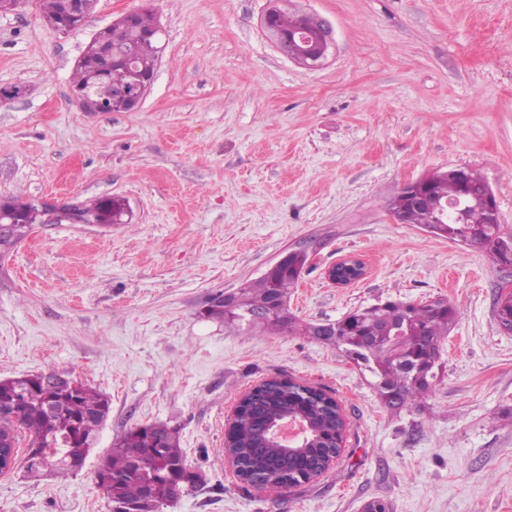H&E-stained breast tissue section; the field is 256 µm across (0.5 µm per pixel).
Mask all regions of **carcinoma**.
Instances as JSON below:
<instances>
[{
    "mask_svg": "<svg viewBox=\"0 0 512 512\" xmlns=\"http://www.w3.org/2000/svg\"><path fill=\"white\" fill-rule=\"evenodd\" d=\"M35 4L51 27L68 11V0H35ZM300 24L294 13L280 11L276 15V25L284 33L298 29ZM156 28L157 20L150 8L141 9L132 26L123 21L108 26L106 39L112 53L124 56L129 67L112 70L110 84L99 80L103 47L94 38L76 65L72 86L80 89L93 84L101 99L110 96L113 85L132 87L139 74L156 69L158 47L145 37ZM467 174L462 181L449 170L439 172L426 186L429 202L401 208L390 202L388 210L397 212L402 224L425 227L445 218L440 210L459 199L465 207L463 219L447 222V238L488 252L500 266L512 237L503 236L501 225L494 222L483 193L486 180L472 170ZM79 212L102 222H120L124 215L118 202L103 197L79 202ZM30 228L25 218L18 217L10 228L0 231V256L8 254ZM305 262L302 254L289 253L287 265L239 288L233 312H216L213 317L231 331L247 325L262 334L298 331L322 340L320 326L301 324L289 313L267 309L275 300L288 298V290L297 283V272ZM264 308V316L256 317L255 313ZM456 316L457 309L450 304L386 300L359 307L336 320V339L331 344L372 375L379 394L390 391L396 395L394 403L383 399L386 405H414L439 380L441 371L432 373L425 364L441 360V341ZM394 336L416 358L395 360ZM29 379L27 375L0 380V407L6 411L0 414V432L10 436L17 449L26 444L20 449L24 452V469L31 476L45 471L64 474L73 467L67 462L69 448L61 446V436H72L75 447L90 452L109 415V400L83 383L75 393L65 395L55 385L29 387ZM241 409L242 416L233 429L231 453L241 461V475L269 497L276 499L302 481H311L312 474H322L324 462L337 451L334 440L341 437L343 422L331 406V397L320 389L265 380L241 400ZM296 412L310 419L315 432L310 447L299 457L273 446L268 439L270 423ZM148 428L157 436L159 447H150L143 430L133 427L113 443L97 471V483L111 504V512H122L126 505L133 506L135 512H160L176 498L177 491L185 488V483L194 487L201 482L199 474L187 464L178 429L166 424H150Z\"/></svg>",
    "mask_w": 512,
    "mask_h": 512,
    "instance_id": "carcinoma-1",
    "label": "carcinoma"
}]
</instances>
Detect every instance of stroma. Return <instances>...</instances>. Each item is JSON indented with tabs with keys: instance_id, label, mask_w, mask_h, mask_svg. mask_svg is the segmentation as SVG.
<instances>
[{
	"instance_id": "obj_1",
	"label": "stroma",
	"mask_w": 512,
	"mask_h": 512,
	"mask_svg": "<svg viewBox=\"0 0 512 512\" xmlns=\"http://www.w3.org/2000/svg\"><path fill=\"white\" fill-rule=\"evenodd\" d=\"M151 6L156 79L133 112H86L71 77L88 43ZM305 11L331 28L317 69L261 20ZM0 197L127 201L124 223L39 224L0 258V379L56 373L106 394L96 447L65 477L0 474V512H111L95 475L114 441L178 427L199 485L162 512H512V333L483 251L392 221L389 199L436 170L491 186L512 235V0H97L84 28L46 26L31 0L0 12ZM308 262L288 294L304 323L384 299L443 298L459 316L445 371L415 405L388 407L370 373L296 333L229 331L216 293L285 252ZM356 258L365 276H326ZM281 377L336 399L335 466L272 499L224 462L240 395Z\"/></svg>"
}]
</instances>
